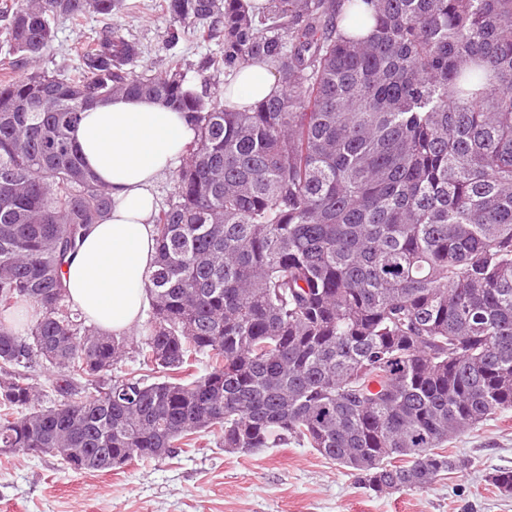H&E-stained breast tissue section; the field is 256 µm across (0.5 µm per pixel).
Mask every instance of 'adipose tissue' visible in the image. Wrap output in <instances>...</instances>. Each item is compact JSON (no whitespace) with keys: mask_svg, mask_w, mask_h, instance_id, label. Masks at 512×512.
Returning <instances> with one entry per match:
<instances>
[{"mask_svg":"<svg viewBox=\"0 0 512 512\" xmlns=\"http://www.w3.org/2000/svg\"><path fill=\"white\" fill-rule=\"evenodd\" d=\"M279 91L269 64L254 60L225 84L224 101L242 111ZM194 137L183 114L159 100L119 96L82 114L75 139L112 208L88 227L64 272L70 302L101 332L118 336L142 321L157 257L155 187Z\"/></svg>","mask_w":512,"mask_h":512,"instance_id":"1","label":"adipose tissue"}]
</instances>
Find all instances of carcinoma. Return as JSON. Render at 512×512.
<instances>
[{"mask_svg": "<svg viewBox=\"0 0 512 512\" xmlns=\"http://www.w3.org/2000/svg\"><path fill=\"white\" fill-rule=\"evenodd\" d=\"M124 8L3 11L23 74L0 80V453L111 471L206 432L233 453L302 442L374 492L467 469L448 441L512 410V0H162L169 74L136 71L139 46L112 28L76 74L34 70L49 14ZM187 25L219 42L224 74L263 60L281 92L243 112L198 95L179 72ZM118 95L197 132L155 217L131 351L85 325L63 272L112 209L73 133ZM129 353L152 378L117 374ZM488 480L512 495V470Z\"/></svg>", "mask_w": 512, "mask_h": 512, "instance_id": "carcinoma-1", "label": "carcinoma"}]
</instances>
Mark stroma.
Wrapping results in <instances>:
<instances>
[{"label": "stroma", "instance_id": "stroma-1", "mask_svg": "<svg viewBox=\"0 0 512 512\" xmlns=\"http://www.w3.org/2000/svg\"><path fill=\"white\" fill-rule=\"evenodd\" d=\"M126 4L108 22L140 46L136 71L168 72V21L160 0ZM108 22L95 14L79 21L55 16V40L41 69L72 73L77 50ZM182 51L186 84L223 99L225 76L208 66L216 42L191 35ZM447 451L468 459L469 468L424 489L382 494L294 442L229 453L208 435L178 448L174 458L134 461L110 472L76 473L48 455L0 454V512H512V495L487 479L493 470H512V411L452 439Z\"/></svg>", "mask_w": 512, "mask_h": 512}]
</instances>
